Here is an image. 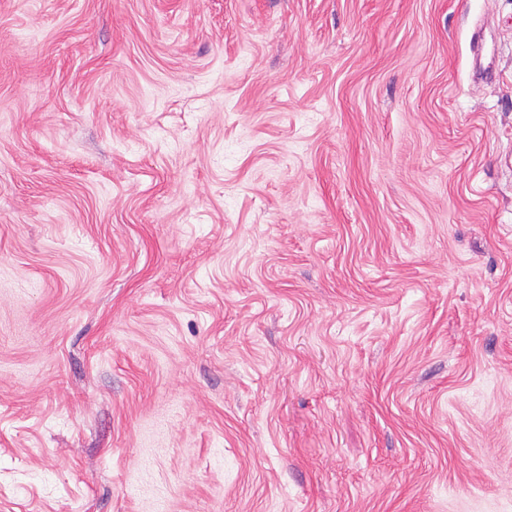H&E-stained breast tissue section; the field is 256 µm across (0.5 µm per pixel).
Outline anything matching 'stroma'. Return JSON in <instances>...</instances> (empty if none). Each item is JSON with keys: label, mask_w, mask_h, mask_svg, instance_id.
Instances as JSON below:
<instances>
[{"label": "stroma", "mask_w": 512, "mask_h": 512, "mask_svg": "<svg viewBox=\"0 0 512 512\" xmlns=\"http://www.w3.org/2000/svg\"><path fill=\"white\" fill-rule=\"evenodd\" d=\"M0 512H512V0H0Z\"/></svg>", "instance_id": "1"}]
</instances>
